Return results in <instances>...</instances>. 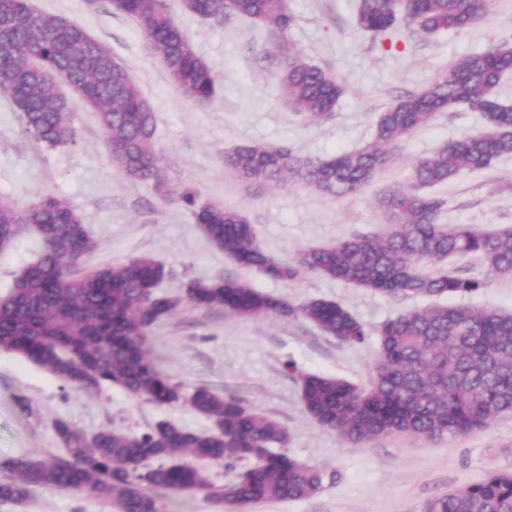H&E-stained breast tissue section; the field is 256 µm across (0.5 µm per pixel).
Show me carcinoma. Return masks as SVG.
Listing matches in <instances>:
<instances>
[{
	"label": "carcinoma",
	"instance_id": "obj_1",
	"mask_svg": "<svg viewBox=\"0 0 512 512\" xmlns=\"http://www.w3.org/2000/svg\"><path fill=\"white\" fill-rule=\"evenodd\" d=\"M485 0H359L357 23L373 41L393 42L403 28L424 36L460 32L489 11ZM183 8L216 22L257 21L279 41L278 80L293 111L311 118L334 112L344 87L308 63L286 35L294 22L289 0H183ZM116 9L135 22L173 83L198 105L208 104L217 84L207 63L170 15L165 0H122ZM0 71L22 113L26 131L48 144L76 143L71 100L57 90L59 78L97 114L113 159L125 176L172 194L153 149L156 118L135 78L102 51L79 24L39 14L26 0H0ZM512 74V45L494 43L457 59L424 89L400 97L380 113L371 141L327 157H302L292 149L241 145L224 154V166L244 183L278 182L292 174L335 197L361 191L390 164L410 135L439 112L465 107L483 113L488 129L464 135L420 159L413 187L378 199L388 216L381 233L312 247L293 263L272 258L246 214L216 204L198 205L185 190L182 202L219 251L236 266L284 282L304 271L390 297L474 294L484 283L455 268L427 271L426 264L479 258L497 276H512V228L483 231L471 224H443L444 200L422 192L463 171H481L512 155V105L494 94ZM43 241L40 258L0 297V350L44 368L88 393L105 383L159 405L180 401L178 385L148 354V334L182 305L221 309L240 317H300L337 340H366L364 325L338 301L311 299L294 305L264 294L246 280L224 276L190 280L177 294L159 291L169 278L149 255L87 273L78 267L95 244L74 208L54 196L30 207L0 201V248L22 226ZM307 415L347 444L359 446L395 435L437 440L465 436L512 411V313L481 305H433L409 310L379 328L369 387L345 378L304 374ZM191 408L213 422L197 432L169 421L144 434L104 429L88 438L67 422L55 431L68 458L46 462L31 454L0 460L10 477L0 480V502L21 504L34 486L88 493L119 512H162L153 490L173 496L203 491L218 506L239 512L276 499L298 501L323 486L324 472L277 450L286 430L232 394L198 387ZM222 461L231 480L213 485L180 462L186 454ZM422 512H512V473H490L478 482L437 495Z\"/></svg>",
	"mask_w": 512,
	"mask_h": 512
}]
</instances>
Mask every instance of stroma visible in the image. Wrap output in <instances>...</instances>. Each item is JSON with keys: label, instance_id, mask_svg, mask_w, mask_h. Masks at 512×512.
Masks as SVG:
<instances>
[{"label": "stroma", "instance_id": "35a3bbf8", "mask_svg": "<svg viewBox=\"0 0 512 512\" xmlns=\"http://www.w3.org/2000/svg\"><path fill=\"white\" fill-rule=\"evenodd\" d=\"M30 3L37 12L83 26L130 70L156 116L154 148L170 185L194 190L199 203L243 210L261 246L282 262L295 261L313 246L384 230L388 221L378 198L408 186L419 159L448 141L485 130V118L463 108L437 114L408 138L396 160L369 186L343 198L294 177L278 185L242 184L225 168V152L253 143L310 157L355 150L371 139L379 113L397 96L422 90L461 56L512 42V0H490L487 15L456 34L424 39L402 33L392 51L358 28V0H290L295 21L289 42L345 88L334 112L311 119L294 112L285 99L274 78L278 48L260 23H218L187 12L182 0H167L219 85L211 102L200 106L176 88L136 24L109 0ZM71 122L76 143L36 142L25 133L9 94L0 90V200L29 206L51 195L70 204L95 243L82 265L86 271L150 255L171 270L163 284L171 294L187 281L237 272L191 211L159 197L151 184L124 176L95 112L74 102ZM431 192L445 201L442 223L485 230L512 226V156L489 170L462 172ZM42 249L31 228L0 249V295L10 291L15 276ZM457 266L483 287L470 296L446 297V304L512 312V277L491 275L474 257L459 259ZM241 275L253 288L294 304L315 298L343 303L365 326L366 342L342 343L300 318H244L184 306L155 328L149 344L152 358L180 386L182 399L171 406L132 397L112 385L89 395L0 351V458L26 452L50 461L66 458L54 428L59 420L88 437L106 428L143 434L161 421L211 430L212 421L189 406L194 389L205 384L238 394L248 408L276 420L288 433L286 452L325 474L322 489L311 498L269 500L250 512H421L435 495L493 471L512 472V412L466 436L432 441L399 435L351 447L304 410L302 374H331L369 385L379 327L403 311L427 306V298H389L309 271L288 282L255 270ZM0 512L116 509L83 493L37 486L23 504L0 503Z\"/></svg>", "mask_w": 512, "mask_h": 512}]
</instances>
